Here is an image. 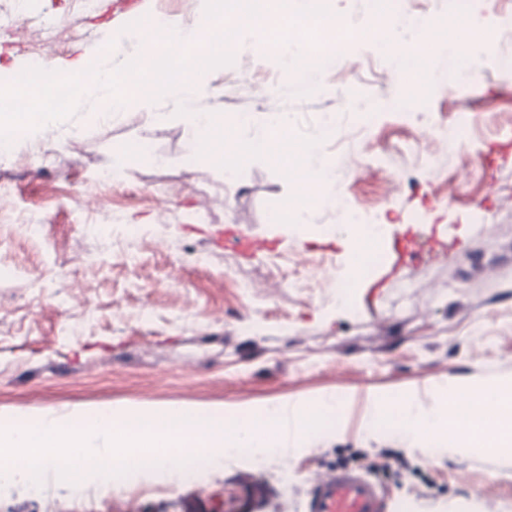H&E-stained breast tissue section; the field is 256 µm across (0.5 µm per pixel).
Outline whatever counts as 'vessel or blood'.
Wrapping results in <instances>:
<instances>
[{
	"instance_id": "b4317fda",
	"label": "vessel or blood",
	"mask_w": 512,
	"mask_h": 512,
	"mask_svg": "<svg viewBox=\"0 0 512 512\" xmlns=\"http://www.w3.org/2000/svg\"><path fill=\"white\" fill-rule=\"evenodd\" d=\"M228 239L235 248L252 256L266 248L264 240L242 234L237 228L229 232ZM435 247L449 256L461 251L455 241H440L433 237L423 242L413 238L399 239L390 247L389 265L398 268L419 263L428 250ZM383 508L384 498L375 481L359 471L336 470L313 482L306 512H383Z\"/></svg>"
}]
</instances>
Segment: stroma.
<instances>
[{
  "mask_svg": "<svg viewBox=\"0 0 512 512\" xmlns=\"http://www.w3.org/2000/svg\"><path fill=\"white\" fill-rule=\"evenodd\" d=\"M16 11L0 30V80L47 56L103 58L142 18L194 27L201 0H139L108 16L101 0H0L1 13ZM492 46L475 81L417 98L366 44L306 96L274 53L237 47L232 65L207 76L223 96L201 109L284 112L294 136H317L326 114L338 123L320 145L337 161L336 204L294 227L277 219L294 192L279 162L252 160L225 182L192 157L182 123L152 122L133 105L107 120L78 112L0 158V265L14 272L0 279V414L187 403L232 421L325 394L344 400L331 428L289 455L229 454L196 484L129 493L90 481L76 496L56 481L36 499L18 487L0 491V512H233L246 477L259 512H305L312 476L373 461L385 512H512L511 449L424 456L402 427L364 429L374 394L429 404L442 387L512 380V33ZM460 121L468 139L451 154L431 129ZM116 157L122 180L100 181ZM350 210L379 225L382 244L432 224L463 250L391 278L376 263L338 303L351 248L338 226ZM228 224L275 250L246 260L216 247Z\"/></svg>",
  "mask_w": 512,
  "mask_h": 512,
  "instance_id": "obj_1",
  "label": "stroma"
}]
</instances>
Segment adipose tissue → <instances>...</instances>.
Here are the masks:
<instances>
[{
	"instance_id": "adipose-tissue-1",
	"label": "adipose tissue",
	"mask_w": 512,
	"mask_h": 512,
	"mask_svg": "<svg viewBox=\"0 0 512 512\" xmlns=\"http://www.w3.org/2000/svg\"><path fill=\"white\" fill-rule=\"evenodd\" d=\"M391 0H378V11L388 12L389 31H381L377 18L368 21L355 32L356 39L382 40L386 54L396 68L404 69L409 90H416L432 71L425 65L405 68L404 57L409 52L423 53L428 45L447 46L449 31H456L459 40L480 37L489 24L487 17L473 14L459 18L453 28L447 29L431 23L414 25L402 15L391 13ZM477 408L468 413L452 410L450 402L424 406L410 396L399 399H375L366 421L367 431L382 427L391 416H398L406 433L423 453L433 447L448 445L461 453L477 452L485 448L512 447V382H491L475 393Z\"/></svg>"
}]
</instances>
